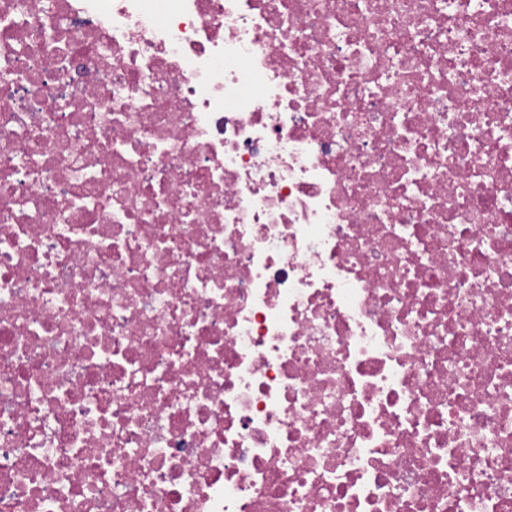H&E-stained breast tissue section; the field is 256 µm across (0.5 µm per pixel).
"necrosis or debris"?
I'll return each mask as SVG.
<instances>
[{"mask_svg": "<svg viewBox=\"0 0 512 512\" xmlns=\"http://www.w3.org/2000/svg\"><path fill=\"white\" fill-rule=\"evenodd\" d=\"M0 512H512V0H0Z\"/></svg>", "mask_w": 512, "mask_h": 512, "instance_id": "1", "label": "necrosis or debris"}]
</instances>
